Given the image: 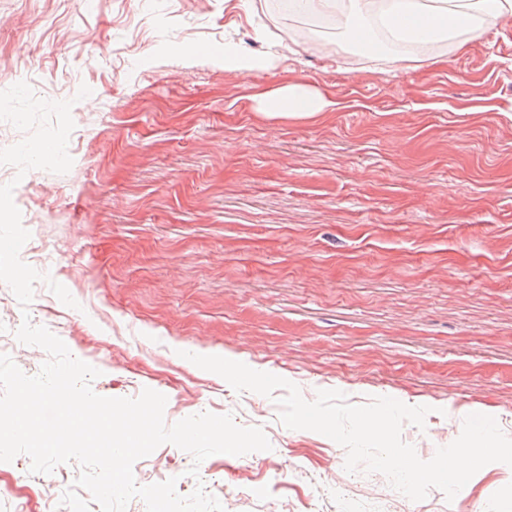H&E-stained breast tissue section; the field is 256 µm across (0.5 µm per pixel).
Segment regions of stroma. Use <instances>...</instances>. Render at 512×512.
I'll list each match as a JSON object with an SVG mask.
<instances>
[{"instance_id":"stroma-1","label":"stroma","mask_w":512,"mask_h":512,"mask_svg":"<svg viewBox=\"0 0 512 512\" xmlns=\"http://www.w3.org/2000/svg\"><path fill=\"white\" fill-rule=\"evenodd\" d=\"M307 25L271 0H0V90L74 102L71 169L5 165L0 182L30 233L22 260L78 303L40 281L24 309L0 283V336L30 315L99 369L100 395L149 388L166 424L207 411L261 427L271 450L198 464L225 512H512L506 464L454 499L412 501L182 357L242 362L309 401L334 389L429 407L424 428L402 429L424 461L469 413L512 437V24L404 50ZM228 41L281 59L225 71ZM291 82L334 110L258 112L256 94ZM191 465L166 443L133 471L186 496ZM29 467L0 462V503L48 512ZM238 484L250 496L225 499Z\"/></svg>"}]
</instances>
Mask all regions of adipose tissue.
Here are the masks:
<instances>
[{"label": "adipose tissue", "mask_w": 512, "mask_h": 512, "mask_svg": "<svg viewBox=\"0 0 512 512\" xmlns=\"http://www.w3.org/2000/svg\"><path fill=\"white\" fill-rule=\"evenodd\" d=\"M305 11L341 12L360 37H368L374 0H296ZM381 22L400 42L426 44L479 34L498 21H512V0H385ZM334 101L299 83L259 96V110L269 117H312L333 109Z\"/></svg>", "instance_id": "1"}]
</instances>
